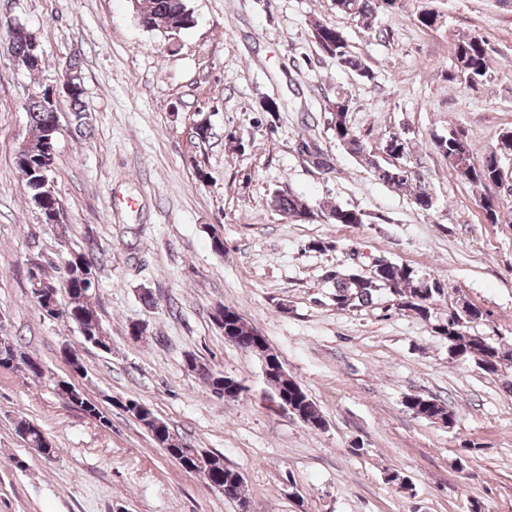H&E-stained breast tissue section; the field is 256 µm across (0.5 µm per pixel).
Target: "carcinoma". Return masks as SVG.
<instances>
[{
    "mask_svg": "<svg viewBox=\"0 0 512 512\" xmlns=\"http://www.w3.org/2000/svg\"><path fill=\"white\" fill-rule=\"evenodd\" d=\"M399 0H331L338 13L350 16L365 28H373V23L381 11H390L398 5ZM141 15L152 22L150 31L157 32L170 40L176 39L183 29L194 24L193 13L187 0H148L147 7ZM313 38L321 52L336 58L345 68L356 72L368 80L373 78L370 67L365 60L352 54L340 30L326 23L313 26ZM454 77L468 86L483 84L490 76V53L486 40L476 34L462 33L457 38ZM74 72L76 86L69 93L71 112L69 123L74 130L84 133L87 129V116L83 104L84 87L80 62L71 59L68 62ZM25 109L30 117L33 134L21 142L14 152L13 161L25 178L30 199L39 210L43 224L56 228L57 235L66 234V224L62 220L63 205L58 193H47L45 177L56 176V139L60 121L56 104L50 99V90L45 87L27 98ZM349 100L341 95L329 100L324 105L329 129L336 144L347 153L362 161L370 170L374 179L381 184L398 190H408L413 204L422 212H429L434 207L430 184L421 170V163L410 161L412 155L411 140L404 133H391L382 143V157H376L368 150L367 143L350 125L348 112ZM436 150L448 161V166L455 174L468 181L476 188L486 189L500 186L502 164L495 163V154L504 158L512 155V131L501 135L497 147L487 151L480 159H475L474 150L468 139L460 132L450 131L448 136L435 142ZM275 209L285 218L293 221H309L318 215L329 224H362L364 214L356 209L339 204L322 206L316 210L302 196L278 193L273 199ZM502 204V198L486 194L482 198V207L487 219L495 224ZM60 279L66 283L67 300L58 297L57 279L46 273L43 261L36 259L27 266V272H36L35 277H27L31 294L39 289H50L56 294L55 308L47 311V316L63 318L74 323L86 342L101 350H110V339L101 324L96 306V288L86 274L100 270L98 253L89 244L73 251L58 267ZM333 284V301L336 309L347 310L368 305L375 296L385 294L396 302L399 309L411 311L421 319L428 321L432 317V308L437 298L444 294V288L437 280L425 281L415 277L410 267L393 261L386 262L381 271L375 275H361L357 272L336 270L326 276ZM478 307L464 303L448 314L443 324L434 325L435 333L448 339V351L454 356L471 357L480 367L494 362V371L512 362V349L504 351L484 338L470 335L468 323L479 319ZM214 322L224 329V338L239 346L241 341L254 332L251 324L242 315L229 307L221 306L213 314ZM7 360L11 366L23 365L28 373L36 375L35 369L40 363L21 352L17 343L7 341ZM187 369L196 374L198 380L209 391L219 388L224 380V372L216 370L191 356L185 359ZM273 390H286L295 394L296 408L301 419L308 425L320 428L324 424L323 414L318 405L290 376L280 374L270 379ZM405 406L417 416L429 420H439L453 427L456 414L447 404L428 399L421 395H411ZM18 436L37 451L53 455L57 452L43 431L34 423L20 420L15 426ZM153 440L167 450L170 457L181 461V466L189 471H201L211 485L224 486V498L240 503L246 500L244 481L241 473L224 466V459L202 448L188 443H176L171 438L169 429L153 435Z\"/></svg>",
    "mask_w": 512,
    "mask_h": 512,
    "instance_id": "carcinoma-1",
    "label": "carcinoma"
}]
</instances>
